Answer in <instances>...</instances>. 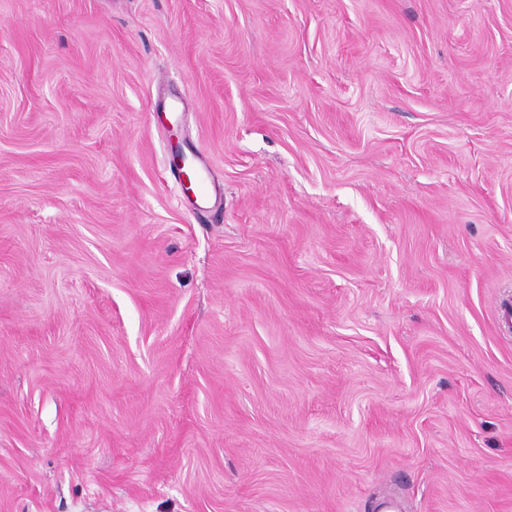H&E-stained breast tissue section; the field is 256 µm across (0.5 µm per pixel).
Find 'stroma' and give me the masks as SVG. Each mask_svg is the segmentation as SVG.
Here are the masks:
<instances>
[{"label":"stroma","instance_id":"stroma-1","mask_svg":"<svg viewBox=\"0 0 512 512\" xmlns=\"http://www.w3.org/2000/svg\"><path fill=\"white\" fill-rule=\"evenodd\" d=\"M391 494L512 512V0H0V512ZM194 175L190 180L191 190L194 196L195 208L204 211L209 209V205L215 195V187L209 174L206 163L199 160L197 164L191 167Z\"/></svg>","mask_w":512,"mask_h":512}]
</instances>
